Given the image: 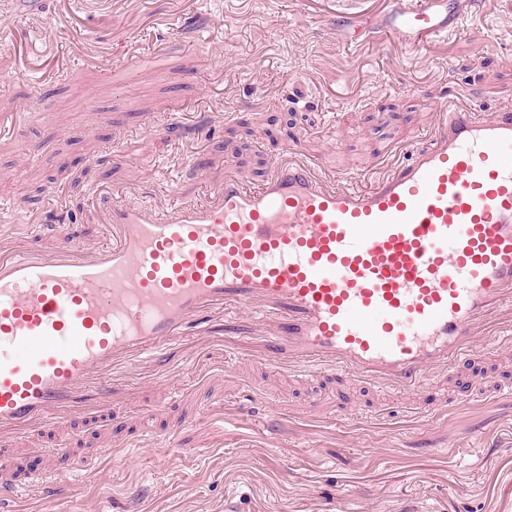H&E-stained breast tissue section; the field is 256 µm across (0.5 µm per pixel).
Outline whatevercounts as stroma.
<instances>
[{
  "label": "stroma",
  "mask_w": 512,
  "mask_h": 512,
  "mask_svg": "<svg viewBox=\"0 0 512 512\" xmlns=\"http://www.w3.org/2000/svg\"><path fill=\"white\" fill-rule=\"evenodd\" d=\"M0 0V216L24 221L42 208L45 177L78 162L79 187L51 184L85 239L100 236L95 191L158 204L152 189L197 198L238 174L258 184L288 144L331 172L378 170L386 150L427 130L448 95L489 110L512 106V0H470L458 34L408 51L392 43L344 46L332 27L336 0H44L24 19ZM220 114L210 133L204 116ZM197 163L202 181L186 176ZM231 336L212 372L177 370V400L159 407L150 374L132 380L122 409L93 424L60 428L71 448L51 455L47 436L27 437L20 469L56 468L71 497L36 492L29 512H325L343 499L355 512H512V354L451 365L447 385L425 381L413 396L372 393L336 378L314 387L269 383ZM459 397L433 414L442 395ZM352 418L340 421V410ZM425 412L417 421L414 411ZM176 430L198 449L182 458L153 447ZM496 442L481 459L465 436ZM129 458L74 472L73 459L104 444Z\"/></svg>",
  "instance_id": "obj_1"
}]
</instances>
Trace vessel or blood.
<instances>
[{
  "label": "vessel or blood",
  "mask_w": 512,
  "mask_h": 512,
  "mask_svg": "<svg viewBox=\"0 0 512 512\" xmlns=\"http://www.w3.org/2000/svg\"><path fill=\"white\" fill-rule=\"evenodd\" d=\"M462 16L460 0H384L341 34L415 50ZM286 153L261 184L230 175L201 201L99 191L93 243L53 193L39 222L0 225L13 242L0 248L1 497L66 499L55 469L16 480L19 433L111 413L142 369L174 397L168 352L211 345L228 322L262 333L272 373L402 395L479 348H512V108L448 104L371 175Z\"/></svg>",
  "instance_id": "obj_1"
}]
</instances>
